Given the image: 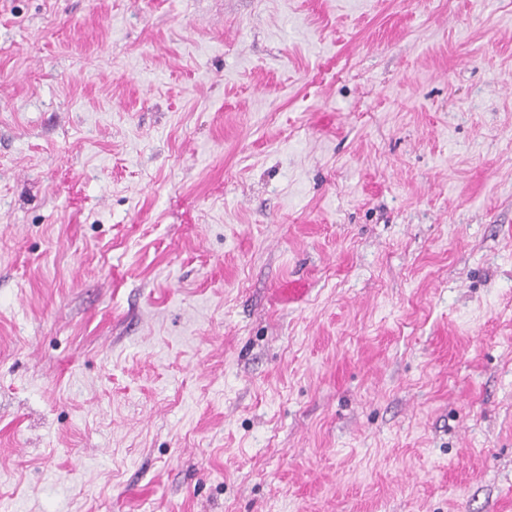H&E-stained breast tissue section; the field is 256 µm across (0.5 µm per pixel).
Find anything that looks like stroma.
I'll return each instance as SVG.
<instances>
[{"label":"stroma","instance_id":"stroma-1","mask_svg":"<svg viewBox=\"0 0 512 512\" xmlns=\"http://www.w3.org/2000/svg\"><path fill=\"white\" fill-rule=\"evenodd\" d=\"M0 512H512V0H0Z\"/></svg>","mask_w":512,"mask_h":512}]
</instances>
